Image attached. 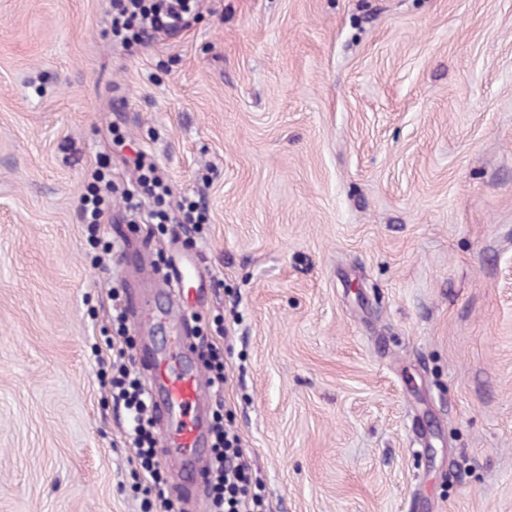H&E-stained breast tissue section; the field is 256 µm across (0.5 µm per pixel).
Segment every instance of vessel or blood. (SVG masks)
<instances>
[{
	"label": "vessel or blood",
	"instance_id": "vessel-or-blood-1",
	"mask_svg": "<svg viewBox=\"0 0 512 512\" xmlns=\"http://www.w3.org/2000/svg\"><path fill=\"white\" fill-rule=\"evenodd\" d=\"M135 363L153 374L152 410L156 419L170 426L159 440L167 466L177 472L189 466L205 468L200 450L207 436L198 410L208 400V383L204 371L193 363L191 347L158 355L145 353Z\"/></svg>",
	"mask_w": 512,
	"mask_h": 512
}]
</instances>
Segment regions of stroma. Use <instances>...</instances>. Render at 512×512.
<instances>
[{"mask_svg":"<svg viewBox=\"0 0 512 512\" xmlns=\"http://www.w3.org/2000/svg\"><path fill=\"white\" fill-rule=\"evenodd\" d=\"M110 10L0 0V512H144L91 346L171 239L77 215L140 150L207 286L131 347L217 337L270 512H512V0H203L127 48Z\"/></svg>","mask_w":512,"mask_h":512,"instance_id":"stroma-1","label":"stroma"}]
</instances>
